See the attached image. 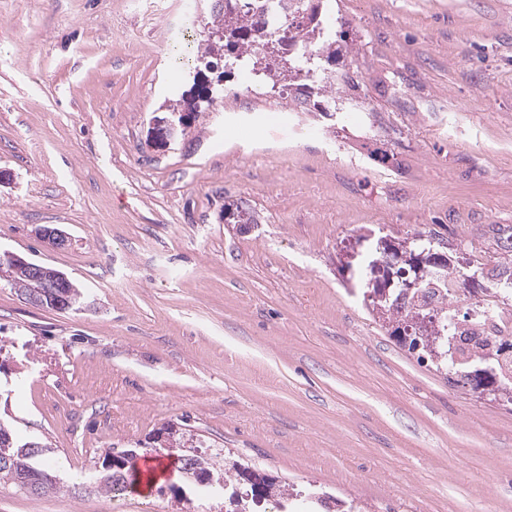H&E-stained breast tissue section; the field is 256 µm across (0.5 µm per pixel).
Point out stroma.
<instances>
[{"label":"stroma","mask_w":512,"mask_h":512,"mask_svg":"<svg viewBox=\"0 0 512 512\" xmlns=\"http://www.w3.org/2000/svg\"><path fill=\"white\" fill-rule=\"evenodd\" d=\"M0 0V252L66 273L60 312L0 279V421L57 491L0 512H224L184 486L175 426L354 512H512V405L452 386L369 312L358 235L434 230L482 262L512 224V0H327L348 41L319 113L236 74L160 144L214 0ZM253 212L241 232L224 207ZM65 231L54 248L40 228ZM169 464L111 495L110 451Z\"/></svg>","instance_id":"35a3bbf8"}]
</instances>
